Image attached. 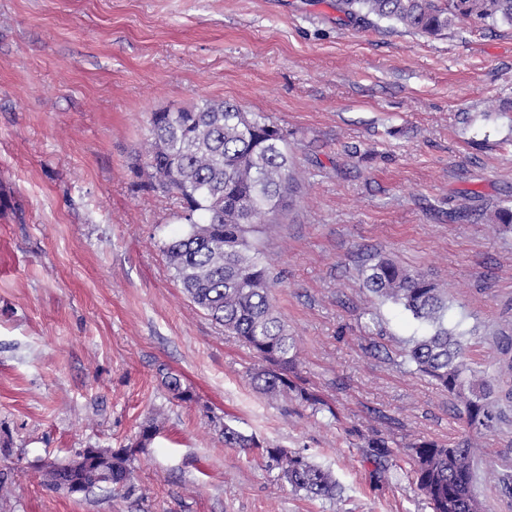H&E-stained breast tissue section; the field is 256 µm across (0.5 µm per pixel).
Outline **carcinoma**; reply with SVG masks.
<instances>
[{
    "instance_id": "obj_1",
    "label": "carcinoma",
    "mask_w": 512,
    "mask_h": 512,
    "mask_svg": "<svg viewBox=\"0 0 512 512\" xmlns=\"http://www.w3.org/2000/svg\"><path fill=\"white\" fill-rule=\"evenodd\" d=\"M342 9L431 37L470 22L512 26V0H342ZM148 132L145 162L134 174L140 186L180 199L181 210L175 213L180 231L162 246L174 278L194 304L267 363L251 375L255 389L301 404H323L291 376L297 341L274 309L278 277L264 263L262 250L263 239L275 230L277 217L292 205L299 188L288 133L235 104L207 99L151 113ZM361 277L374 297L403 306L427 326L408 344L409 361L459 399L470 430L491 429L500 416L499 385L495 378L475 374L467 362L465 333L445 325L447 291L385 255L371 258ZM161 427L158 419L142 427L132 448H84L45 471L44 482L68 494L75 484L86 494L107 484L129 493L134 488L131 460ZM224 444L258 451L296 492L336 497L332 474L299 452L264 447L228 425ZM412 451L416 483L431 512H481L469 442L446 448L422 441Z\"/></svg>"
}]
</instances>
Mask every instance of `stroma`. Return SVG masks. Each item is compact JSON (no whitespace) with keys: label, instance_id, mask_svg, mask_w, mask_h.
<instances>
[{"label":"stroma","instance_id":"35a3bbf8","mask_svg":"<svg viewBox=\"0 0 512 512\" xmlns=\"http://www.w3.org/2000/svg\"><path fill=\"white\" fill-rule=\"evenodd\" d=\"M201 99L288 133L300 188L264 250L320 406L253 388L255 352L167 266L176 197L135 186L150 112ZM511 203L510 26L429 38L340 0H0V512H430L410 445L466 438L482 512H512V403L469 432L403 356L418 323L360 276L382 253L447 287L449 326L496 374L512 233L491 218ZM158 416L134 495L44 485L37 462L125 447ZM226 424L330 471L336 499L293 492Z\"/></svg>","mask_w":512,"mask_h":512}]
</instances>
